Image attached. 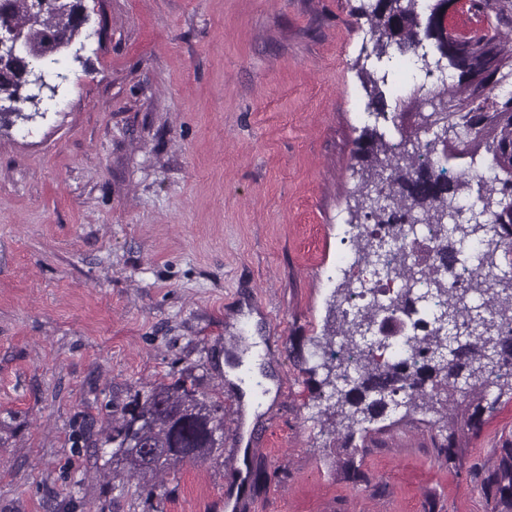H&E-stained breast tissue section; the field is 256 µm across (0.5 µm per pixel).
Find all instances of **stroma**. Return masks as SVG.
Segmentation results:
<instances>
[{
	"label": "stroma",
	"instance_id": "stroma-1",
	"mask_svg": "<svg viewBox=\"0 0 512 512\" xmlns=\"http://www.w3.org/2000/svg\"><path fill=\"white\" fill-rule=\"evenodd\" d=\"M364 2L84 0L56 99L0 129V512H512L488 490L512 389L454 434L398 409L348 447L321 416L363 133L397 136L365 109ZM254 355L248 431L224 365ZM184 370L224 455L149 500L97 433Z\"/></svg>",
	"mask_w": 512,
	"mask_h": 512
}]
</instances>
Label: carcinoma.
I'll return each mask as SVG.
<instances>
[{"label": "carcinoma", "mask_w": 512, "mask_h": 512, "mask_svg": "<svg viewBox=\"0 0 512 512\" xmlns=\"http://www.w3.org/2000/svg\"><path fill=\"white\" fill-rule=\"evenodd\" d=\"M9 18L29 35L31 55L62 72L58 40L71 41L80 33L71 15L77 0H54L42 24L28 26L32 0H8ZM418 0H375L361 8L369 23L370 40L378 62L394 56L430 78L444 73L439 64L442 40L448 42V66L457 83L429 90L422 83L415 94L432 111L422 116L421 129L433 132L428 141L416 131L398 125V113L385 111L384 87L388 71H365L366 108L392 123L399 139H385L377 130L363 155L362 182L357 190L353 219L374 221L387 229L392 245L368 248L352 239L357 261L384 272L397 266L403 284L398 298L377 299L348 318L342 310L349 289L339 288L332 321L325 336L326 370L322 384L326 418L334 430L352 441L356 428L372 423L393 406L405 413L434 408L426 383L440 387L448 399L480 396L486 382L512 380V276H499L496 250L512 251V95L499 96L497 88L512 82V0H465L461 9L494 17L492 25L477 33H458L445 25L440 0L430 6L427 19L417 12ZM21 70L0 61V101L15 97ZM41 98H29L24 109L0 112V125L11 117L28 120L27 110L39 112ZM485 147L492 156V176L467 169L448 176L443 165L452 158L473 155ZM477 186L482 224H450L460 201ZM428 224L440 244L430 264L410 261L396 243L402 225ZM472 252L486 269L469 288H450L443 274L468 273L464 250ZM387 307L412 320L414 333L403 344H378L366 335ZM224 437V404L187 384L181 377L137 391L101 430L100 441L112 447L104 467L117 475L137 476L147 497L164 495L158 478L188 460L206 462L221 457L216 447ZM495 477L497 492L512 497V448L505 449Z\"/></svg>", "instance_id": "carcinoma-1"}]
</instances>
